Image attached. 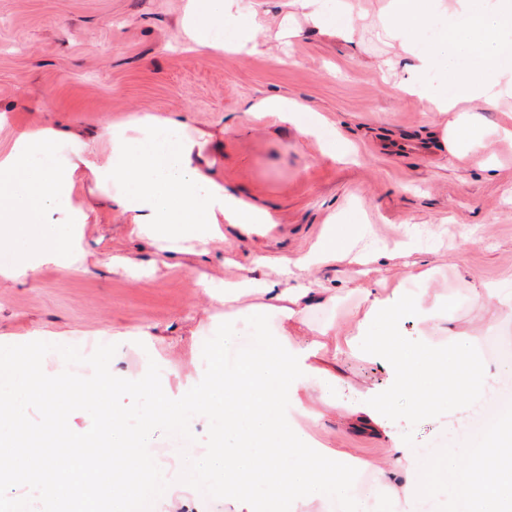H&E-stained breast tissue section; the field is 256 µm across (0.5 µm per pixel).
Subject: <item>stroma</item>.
Listing matches in <instances>:
<instances>
[{"mask_svg":"<svg viewBox=\"0 0 512 512\" xmlns=\"http://www.w3.org/2000/svg\"><path fill=\"white\" fill-rule=\"evenodd\" d=\"M186 0H0V150L15 133L46 116L79 136L81 152L98 151L105 124L150 112L185 118L191 134L207 133L203 156L225 189L266 210L272 223L245 232L224 227L208 254L164 259L151 242L131 236L124 217L104 207L91 213L81 268L45 265L26 282L0 280V341L22 344L56 337L86 348L125 333L124 369L137 375L156 362L163 389L175 393L205 369L204 342L219 324L235 325L246 342L249 308L230 311L211 302L226 279L250 270L276 280L278 265L314 250L327 227H345L344 244L375 255L372 268L345 262L316 266L310 279L335 303L310 308L293 328L310 339L335 325L345 333L361 309V288L384 277L422 297L436 314L452 310L453 331L442 322L408 321L400 337L419 349L496 335L512 347V310L473 300L475 279L512 291V140L489 146L483 171L436 149L429 135L443 120L424 98L404 93L381 65L394 53L379 20L388 0H360L364 14L353 43L317 35L279 37L286 10L275 0H238L224 26V47L196 51L175 37ZM252 30L261 51L237 48ZM279 96L307 106L311 134L245 105ZM131 257L142 276L112 266ZM432 273L430 284L410 278ZM207 274L209 292L195 281ZM393 373L380 360L339 356L336 404L327 406L313 384L300 388L304 406L322 418L305 430L313 444L366 461L383 460L394 442L416 449L429 476L413 500L377 495L363 512H457L456 486L440 460L460 452L459 433L472 408L442 404L413 414L382 409L367 423L353 407L376 403Z\"/></svg>","mask_w":512,"mask_h":512,"instance_id":"1","label":"stroma"}]
</instances>
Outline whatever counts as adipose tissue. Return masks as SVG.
<instances>
[{
    "mask_svg": "<svg viewBox=\"0 0 512 512\" xmlns=\"http://www.w3.org/2000/svg\"><path fill=\"white\" fill-rule=\"evenodd\" d=\"M308 28L329 40L352 42L354 4H347L346 16L329 23L319 0H291ZM236 0H188L181 37L193 42L198 51L221 46L218 22L233 16ZM447 17V28L433 47L422 44L424 21L431 11ZM384 37L398 47L396 64L402 65V86L408 93L428 96V75L446 70L448 60L468 55L475 68L453 73L455 92L436 100L439 112L453 119L432 139L450 154L464 152L470 164L489 168L486 156L488 133L512 139V113L502 124L487 131L468 107L498 109L512 98V0H390L380 20ZM187 124L177 118L138 114L124 125L105 133L110 154L105 161L78 155L58 162L55 153L66 134L56 121H46L30 131L16 134L8 152H0V278L19 281L34 276L45 263L83 264L87 253L77 243L78 227L84 226L99 205L119 211L131 235L146 238L163 252H184V239H191L199 253L223 240V223L251 226L270 223L269 214L257 210L225 190L223 183L206 173L201 137L188 134ZM92 180L98 192L84 197L75 189ZM352 255L335 235H328L320 249L294 264H283L282 283L262 284L243 275L224 283L223 304L236 308L252 296H261L263 307L280 316V334L289 324H297L310 307L325 301L321 288H291L285 279L295 271L310 272L325 261L351 260ZM363 313L352 334L336 346L335 354L364 355L389 361L394 371L390 392L380 403L389 410L399 405L413 406L423 398L421 381H436L438 396L463 401L476 396L486 375L470 344L451 343L447 348L405 353L393 340L400 323L414 318L427 323L433 313L420 297L411 296L378 279L362 291ZM384 325L387 340L375 344L364 341L372 327ZM512 444V420L489 437L481 456L461 453L448 461L466 484L467 512H512V465L500 461L501 448ZM376 491L400 490L410 499L415 483L414 449L394 444L389 456L372 464Z\"/></svg>",
    "mask_w": 512,
    "mask_h": 512,
    "instance_id": "obj_1",
    "label": "adipose tissue"
}]
</instances>
